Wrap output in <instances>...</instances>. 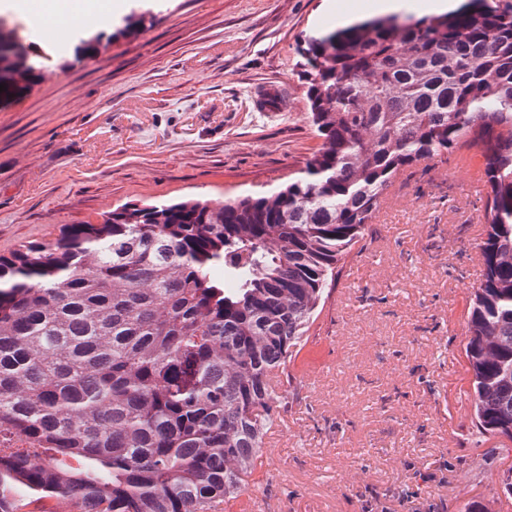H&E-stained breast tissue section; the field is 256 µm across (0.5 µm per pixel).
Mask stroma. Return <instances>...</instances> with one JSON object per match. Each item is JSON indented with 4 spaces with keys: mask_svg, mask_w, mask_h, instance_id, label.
<instances>
[{
    "mask_svg": "<svg viewBox=\"0 0 512 512\" xmlns=\"http://www.w3.org/2000/svg\"><path fill=\"white\" fill-rule=\"evenodd\" d=\"M373 0H128L92 55L12 17L39 76L0 106V255L99 224L127 203L264 194L321 146L299 76L305 40ZM283 89L260 112L252 91ZM452 161L395 182L297 362L253 492L271 512H512L498 438L471 423L463 357L483 274V192Z\"/></svg>",
    "mask_w": 512,
    "mask_h": 512,
    "instance_id": "1",
    "label": "stroma"
}]
</instances>
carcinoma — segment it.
Instances as JSON below:
<instances>
[{
	"label": "carcinoma",
	"instance_id": "obj_1",
	"mask_svg": "<svg viewBox=\"0 0 512 512\" xmlns=\"http://www.w3.org/2000/svg\"><path fill=\"white\" fill-rule=\"evenodd\" d=\"M301 56L323 142L288 185L124 204L0 257V512H19L8 485L78 512H221L247 492L339 264L400 173L461 150L487 186L475 427L512 441V0L374 18ZM36 70L0 23V104Z\"/></svg>",
	"mask_w": 512,
	"mask_h": 512
}]
</instances>
